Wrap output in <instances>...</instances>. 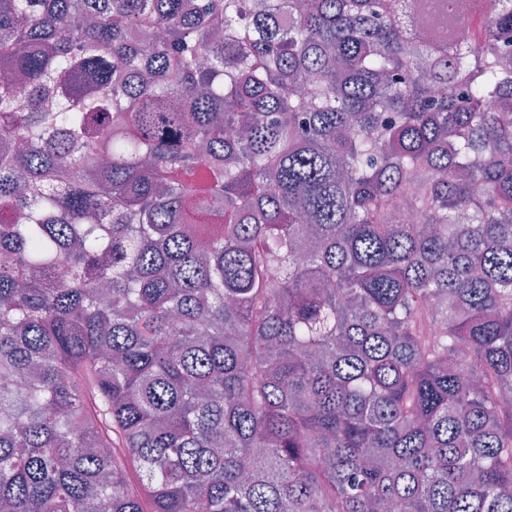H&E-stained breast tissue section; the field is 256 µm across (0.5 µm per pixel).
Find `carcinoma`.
Wrapping results in <instances>:
<instances>
[{"instance_id": "obj_1", "label": "carcinoma", "mask_w": 512, "mask_h": 512, "mask_svg": "<svg viewBox=\"0 0 512 512\" xmlns=\"http://www.w3.org/2000/svg\"><path fill=\"white\" fill-rule=\"evenodd\" d=\"M423 8L0 0V512H512V0Z\"/></svg>"}]
</instances>
